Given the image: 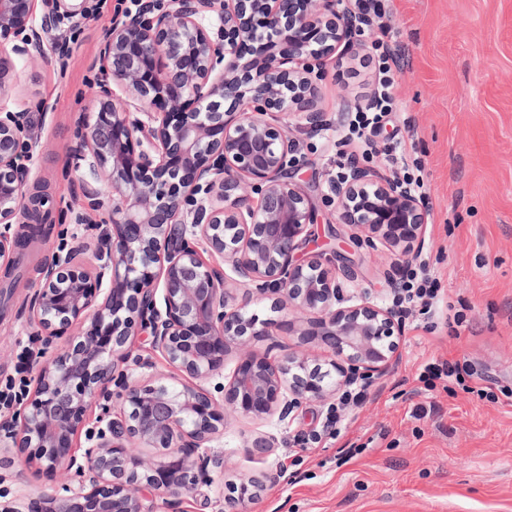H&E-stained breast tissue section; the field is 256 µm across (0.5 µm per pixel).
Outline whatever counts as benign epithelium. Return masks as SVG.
<instances>
[{"instance_id":"1","label":"benign epithelium","mask_w":512,"mask_h":512,"mask_svg":"<svg viewBox=\"0 0 512 512\" xmlns=\"http://www.w3.org/2000/svg\"><path fill=\"white\" fill-rule=\"evenodd\" d=\"M34 2L0 0V92L15 59L46 58L43 36L56 15L35 28ZM138 3L104 32L96 116L79 125L71 148L111 185L112 223L98 239L95 271L73 253L41 268L32 322L72 340L41 368L20 436H12L15 453L48 470L71 468L74 433L140 330L196 380L212 377L230 348L268 335L229 304L235 284H253L272 309L293 311L300 344L331 357L290 350L273 361L245 348L222 404L199 387L161 379L126 385L120 417L84 449L86 478L52 512H147L143 489L175 497L195 488L193 456L227 414L283 419L304 402L333 399L354 376L384 375L399 358L393 308L367 298L346 303L321 257L296 256L314 210L291 180L294 131L323 126L311 74L350 43L357 16L344 0ZM273 112L282 118L269 119ZM39 146L23 111L0 113V224L37 212L19 157L20 148ZM332 191L338 219L368 243L409 260L423 250L429 209L401 179L352 163ZM188 231L224 255V269L201 261ZM137 443L157 454L137 458ZM261 487L257 479L240 483L234 502L253 500Z\"/></svg>"}]
</instances>
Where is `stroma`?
Segmentation results:
<instances>
[{"label":"stroma","instance_id":"35a3bbf8","mask_svg":"<svg viewBox=\"0 0 512 512\" xmlns=\"http://www.w3.org/2000/svg\"><path fill=\"white\" fill-rule=\"evenodd\" d=\"M94 2L99 17L80 20V46L62 55L56 34H48L46 62H17V79L0 96L1 107L24 109L42 144L27 163L26 189L41 198L46 215L40 231L23 220L6 233L13 249L0 258V374L12 372L19 341L36 331L30 304L40 268L59 253L62 230L73 233V250L89 266L97 238L84 235V225L112 221L111 207L90 209L82 196L86 182H95L105 199L110 186L94 180L87 161L69 156L80 122L95 109L88 79L98 73L99 45L116 5ZM384 5L398 59L395 111L373 139L372 165L389 176L400 172V156L423 161L430 219L422 256L440 281L442 300L428 320H403L397 364L372 379L336 438L322 434L329 414L323 402L303 403L281 420L228 415L223 434L200 451L206 482L177 498L152 496L155 512H512V0ZM370 42L369 33H355L348 50L320 67L317 105L325 124L298 132L292 180L315 210L299 256L323 254L345 296L387 306L401 263L383 244H369L355 227L339 223L331 191L338 151H355L340 143L342 100L365 103L373 87ZM236 303L266 324L268 334L256 346L270 357L298 345L288 313L243 289ZM452 310L464 314L454 329ZM129 346L107 393L89 408L77 448L96 443L118 416L125 383L157 375L187 382L153 350L149 334L131 337ZM440 361L469 364L471 391L426 389L418 375ZM482 389L494 400L479 398ZM262 433L275 438L264 455L251 448ZM315 433L322 439L314 444ZM217 457L226 469L214 467ZM81 478L75 467L50 472L18 460L0 466V494L46 512L43 495L64 499ZM251 478L262 490L236 506L229 482Z\"/></svg>","mask_w":512,"mask_h":512}]
</instances>
